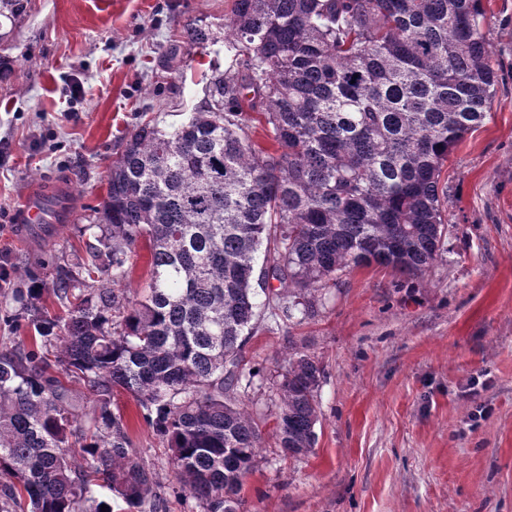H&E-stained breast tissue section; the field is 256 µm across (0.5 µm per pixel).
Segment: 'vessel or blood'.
Returning <instances> with one entry per match:
<instances>
[{
	"instance_id": "1",
	"label": "vessel or blood",
	"mask_w": 512,
	"mask_h": 512,
	"mask_svg": "<svg viewBox=\"0 0 512 512\" xmlns=\"http://www.w3.org/2000/svg\"><path fill=\"white\" fill-rule=\"evenodd\" d=\"M70 195L63 184L33 186L15 209L16 226L22 237L48 243L57 225L71 221Z\"/></svg>"
}]
</instances>
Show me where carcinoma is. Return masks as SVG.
<instances>
[{
	"label": "carcinoma",
	"instance_id": "cac0c4a2",
	"mask_svg": "<svg viewBox=\"0 0 512 512\" xmlns=\"http://www.w3.org/2000/svg\"><path fill=\"white\" fill-rule=\"evenodd\" d=\"M31 0H0V42ZM482 0H233L224 29L242 69L215 70L188 120H141L107 172L96 244L77 274L16 288L9 317L30 344L0 352V512H162L114 394L132 395L202 512H237L261 431L237 406L240 353L259 294L286 319L372 265L424 274L448 235L440 175L485 119L497 75ZM203 51L221 37L193 24ZM247 112L273 150L255 148ZM142 294L122 284L139 243ZM275 280L274 288L269 281ZM66 378L81 380L84 417ZM324 368L295 350L276 382L273 429L290 457L314 451ZM85 466L72 467L73 453Z\"/></svg>",
	"mask_w": 512,
	"mask_h": 512
}]
</instances>
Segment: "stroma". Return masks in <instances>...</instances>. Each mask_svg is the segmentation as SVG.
<instances>
[{
	"label": "stroma",
	"instance_id": "1",
	"mask_svg": "<svg viewBox=\"0 0 512 512\" xmlns=\"http://www.w3.org/2000/svg\"><path fill=\"white\" fill-rule=\"evenodd\" d=\"M498 72L484 122L441 176L448 237L423 277L372 266L323 289L315 313L260 308L242 351L256 420L292 348L325 369L313 453L288 458L263 423L238 512H512V0H482ZM232 0H31L0 56V310L12 292L51 283L86 257L79 232L106 195L113 157L140 115L168 127L205 98L212 69H240L226 44L197 54L188 24L223 28ZM179 46L178 56L167 55ZM66 183L76 214L49 245L14 237L33 184ZM156 474L166 512H201L135 401L114 399Z\"/></svg>",
	"mask_w": 512,
	"mask_h": 512
}]
</instances>
